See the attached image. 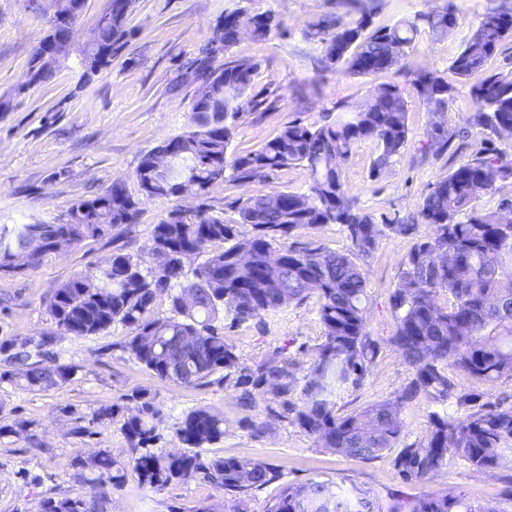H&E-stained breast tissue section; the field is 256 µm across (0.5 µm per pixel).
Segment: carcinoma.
Masks as SVG:
<instances>
[{
  "label": "carcinoma",
  "mask_w": 512,
  "mask_h": 512,
  "mask_svg": "<svg viewBox=\"0 0 512 512\" xmlns=\"http://www.w3.org/2000/svg\"><path fill=\"white\" fill-rule=\"evenodd\" d=\"M85 0H55L59 18L48 19L47 34L34 47L30 83H44L63 61L45 62L43 48L67 37L69 17L79 18ZM106 0L104 13L75 50L89 77L108 67L127 46L126 20L133 7ZM342 12L324 15L307 24L304 35L320 45L325 70H343L354 76L404 69L410 50L424 36L434 40L456 27L458 0L411 19L369 31L376 0H339ZM239 11L224 13V50L238 41ZM252 37L258 41L283 28L273 11L252 16ZM512 38V7L504 0H488L474 29L451 63L457 79L471 85L473 107L462 117L463 127L451 130L431 123L422 150L442 157L462 151L454 145L471 129L512 140V57L509 67L488 74L487 60ZM220 50L207 43L191 63L199 86L189 108L187 129L161 141L145 154L135 171L142 195L175 197L180 174L190 172L202 194L231 174L238 181L263 182L275 171L302 165L310 174L308 192H281L277 204L257 192L236 200L237 215L228 224L224 216L203 206L188 213L168 212L152 230L153 264L144 267L130 253L112 254L106 269L74 274L55 290L47 312L57 329L74 336L104 332L115 323L133 330L125 343L130 356L161 380L186 387L211 383L224 373V382L237 391L238 405L252 413L286 422L315 437L336 453L373 460L395 447L402 432L403 409L422 396L445 402L451 394L448 368L479 383L512 377V196L495 208L480 210L475 203L512 183V158L488 146L474 150L466 160L429 186L415 222L377 218L358 207L341 179L340 165L359 143L372 140L380 153L373 170H381L397 155L409 137L407 101L400 86L386 84L361 104L338 103V113L323 122H290L256 150L232 147L238 123L256 113L263 101L250 94L259 67L254 60L216 64ZM418 95L444 112L453 86L437 72L412 79ZM169 153L176 161L164 172L156 156ZM140 200L121 185L81 200L70 208L65 224L0 226V273L36 269L42 256L72 248L88 238H101L123 224L135 222ZM316 224L342 225L351 247L346 252L320 245L300 246L287 240ZM428 233L418 237L403 263L401 280L390 296L396 330L389 342L412 369L410 381L390 399L358 413L339 415L338 393L360 387L380 350V340L367 328L365 265L379 240L387 236ZM250 228L244 236L237 226ZM224 249L208 252L214 242ZM207 254L203 263L187 272L184 253ZM281 254L274 262L270 255ZM169 298L170 312L152 317L157 295ZM317 296L323 339L310 350V364L302 369L288 357V345L250 363L241 361L224 338L218 321L237 326L263 324L264 314L284 306L301 305ZM446 302H440V296ZM50 338L19 342L11 380L29 391L46 392L70 382L75 368L46 367L32 360L41 355ZM136 412L123 418L122 430L129 462L101 450L72 462L80 489L61 498L42 500L40 512H108L112 488L123 484L126 466L139 483L162 491L174 481L198 480L224 490L230 512H249L252 493L279 482L280 492L265 512H382L368 489H344L332 480H284L269 463L250 457H215L207 446L224 437V418L208 409H195L176 423L175 439L184 451L175 454L154 447V420L160 409L154 399L135 392ZM457 405L466 414L455 417L432 412L422 442L400 449L395 468L406 483L425 481L439 472L454 454L477 471L495 467L504 451H512V405L481 401L478 393H464ZM117 404L100 407L76 433L91 437L120 414ZM387 512H497L459 493L393 499Z\"/></svg>",
  "instance_id": "1"
}]
</instances>
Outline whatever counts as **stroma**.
Wrapping results in <instances>:
<instances>
[{
    "instance_id": "35a3bbf8",
    "label": "stroma",
    "mask_w": 512,
    "mask_h": 512,
    "mask_svg": "<svg viewBox=\"0 0 512 512\" xmlns=\"http://www.w3.org/2000/svg\"><path fill=\"white\" fill-rule=\"evenodd\" d=\"M485 4L486 0H459L455 30L442 40L422 38L405 60V73L357 77L322 70L319 45L304 36L308 22L335 11L336 0H134L127 20V48L82 89L81 68L74 57L47 83L28 86L29 61L47 20L25 11L21 0H0V99L12 101L11 111L0 112V224L66 223L72 204L116 183L139 195L134 174L142 156L186 127L197 89L185 72L188 61L211 40L218 18L234 9L249 15L271 10L284 21L279 33L263 41L242 36L218 58L222 64L241 59L260 63L253 91L263 106L260 113L240 122L234 147L259 148L288 122L313 124L335 111L339 102L360 103L381 85L400 84L410 128L405 147L376 174L372 165L378 145L370 140L359 143L341 165L342 179L349 196L365 211L390 217L416 213L428 186L460 159L424 155L421 146L433 109L417 95L411 78L435 71L452 79L451 62ZM309 184L308 170L295 165L259 184L229 178L217 182L205 201L230 222L236 218L231 204L238 198L257 192L304 193ZM192 204L189 198L143 201L135 223L125 225L121 238H89L72 249L46 253L35 270L0 274V512H39L44 498L77 492L71 467L75 458L106 448L116 458L128 459L120 421L91 438L74 429L104 405L116 403L132 411L128 396L136 391L147 393L160 408L156 445L173 453L182 450L173 436L174 424L188 411L206 408L224 418V436L209 446V455L259 458L278 466L293 482L312 478L356 485L371 490L383 507L398 491L411 496L463 493L475 502L494 505L498 512H512L511 451L486 471L473 470L452 455L433 478L405 484L394 468L393 448L371 461L346 457L275 420L264 436L252 437L231 385L217 381L186 387L160 380L125 351L130 331L121 324L86 337L57 331L46 310L56 288L73 274L104 263L120 248L152 263L154 225L175 206ZM414 242L411 236L383 238L365 266L368 329L382 345L364 384L337 394L338 413L358 412L392 398L411 376L389 338L396 329L390 295ZM317 309L312 297L303 305L267 312L265 332L248 323L225 329L224 337L244 362L284 344L289 356L306 366L309 347L323 336ZM44 336L52 339L44 363L74 366L73 379L47 392H31L4 379L18 339ZM433 411L459 413L454 402L421 398L402 412L401 444L425 439ZM20 420L27 422V430L15 431ZM202 502L222 512L223 490L190 480L158 491L131 474L113 490L108 512H193Z\"/></svg>"
}]
</instances>
